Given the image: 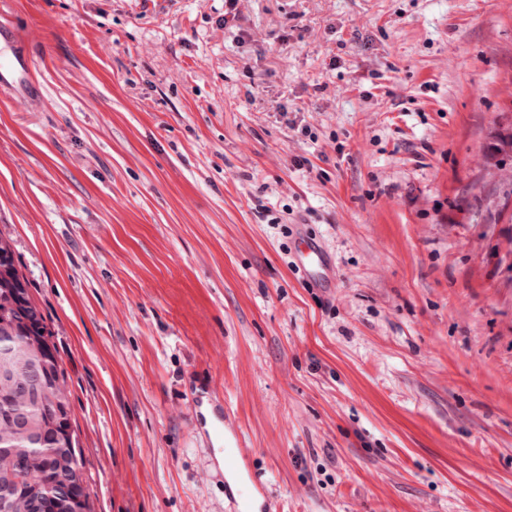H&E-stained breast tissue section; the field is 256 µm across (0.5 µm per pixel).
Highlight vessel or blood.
<instances>
[{"mask_svg": "<svg viewBox=\"0 0 512 512\" xmlns=\"http://www.w3.org/2000/svg\"><path fill=\"white\" fill-rule=\"evenodd\" d=\"M37 82L30 57L9 42H0V89L27 95ZM194 406L209 405L212 409L209 428L203 435L210 449L218 475L236 476L238 483L231 497L232 512H275L270 499L264 498L263 486L252 474L239 447L240 438L232 433L222 400L203 391L195 395Z\"/></svg>", "mask_w": 512, "mask_h": 512, "instance_id": "vessel-or-blood-1", "label": "vessel or blood"}]
</instances>
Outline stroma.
Wrapping results in <instances>:
<instances>
[{"instance_id": "stroma-1", "label": "stroma", "mask_w": 512, "mask_h": 512, "mask_svg": "<svg viewBox=\"0 0 512 512\" xmlns=\"http://www.w3.org/2000/svg\"><path fill=\"white\" fill-rule=\"evenodd\" d=\"M0 236L91 512H512V0H0ZM328 258L315 281L299 240ZM31 58L7 41L1 43L0 89H9L27 97L30 89H38ZM195 407L207 404L211 407V421L204 432L203 443L210 449L214 468L220 478L225 473L236 476L238 483L235 494L230 499L233 512H277L263 490L262 484L252 474L245 457L239 448L240 437L232 433L229 415H224V402L213 398L208 391H202L192 399ZM226 445V448H222ZM222 450V452L220 451ZM216 451V453H215ZM261 496L262 503L258 511L254 499Z\"/></svg>"}]
</instances>
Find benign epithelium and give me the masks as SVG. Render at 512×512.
<instances>
[{"mask_svg":"<svg viewBox=\"0 0 512 512\" xmlns=\"http://www.w3.org/2000/svg\"><path fill=\"white\" fill-rule=\"evenodd\" d=\"M0 305L16 311L0 320V403L18 410L0 415V512H87L77 466L78 440L62 395V367L50 336L39 328L29 291L1 288ZM50 476L45 493L24 483Z\"/></svg>","mask_w":512,"mask_h":512,"instance_id":"benign-epithelium-1","label":"benign epithelium"}]
</instances>
